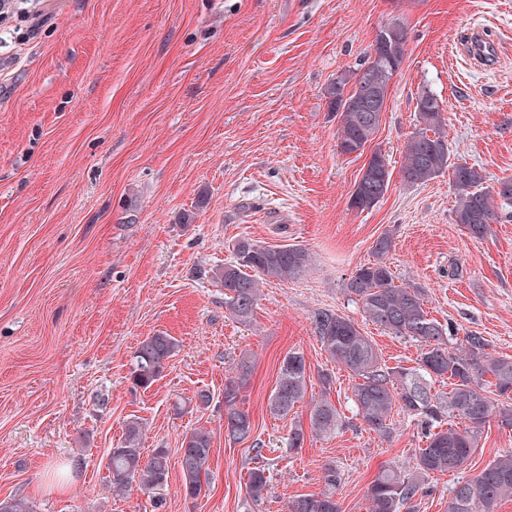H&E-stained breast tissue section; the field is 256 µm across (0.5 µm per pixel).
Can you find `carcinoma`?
I'll return each instance as SVG.
<instances>
[{"label":"carcinoma","mask_w":512,"mask_h":512,"mask_svg":"<svg viewBox=\"0 0 512 512\" xmlns=\"http://www.w3.org/2000/svg\"><path fill=\"white\" fill-rule=\"evenodd\" d=\"M407 29L399 39L382 52V58L368 53L352 73L336 77L328 89L331 106L341 116L338 142L340 152L349 154L359 142L369 140L382 120L376 113L374 122L366 121L359 110L376 87H390L406 52ZM430 105L417 113L418 128L405 146L402 166L404 179L411 184H424L440 174L451 172L456 206L455 223L471 237L481 239L491 225L512 221V179L484 186L479 170L466 163H451L448 141L444 133L442 102L430 93ZM392 172L382 153L372 159L359 181L361 192L351 196V206L367 208L366 199L374 192L385 194ZM393 237H378L372 249L373 260L360 266L345 283L348 294L355 296L364 319L397 337L420 343L417 366L389 367L373 340L364 335L350 318L332 310H319L312 317L315 336L331 361L345 368L357 379L353 387V403L357 416L382 437L392 435L393 412L398 410L419 419L425 431L427 446L420 449L412 471L382 470L367 490L369 512H416L414 499L421 492L425 477L434 473H454L464 469L473 455L486 423L493 417L503 427L512 428V357L487 352L485 338L474 334L464 337L456 348L447 347V331L426 311L424 288L395 283L388 262ZM235 259L212 271V278L224 288V304L235 319L247 323L254 314L263 285L270 280L286 282L302 275L311 264L310 253L296 245H264L240 239L233 249ZM178 350L176 340L158 332L143 340L134 354L132 383L148 388L159 379L165 364ZM239 372L224 384V428L234 441H245L253 435L249 414L237 407L242 390L251 373V360L242 355ZM307 363L299 351L288 352L279 368L275 388L269 397V410L286 416L306 394ZM489 376L492 382L485 383ZM448 380L450 390L432 393L433 381ZM491 389H486V386ZM460 423H454V420ZM448 428H442L443 421ZM340 416L326 398L310 413V430L294 426L288 436V447H302L306 433L326 436L338 429ZM142 423L127 421L121 445L110 449L108 470L111 486L117 491L137 487L152 499L154 510L163 506L164 489L170 467L166 448H155L143 456ZM213 438L209 430L199 427L181 439L179 464L186 495L202 491L208 479ZM270 481L266 469L255 467L248 472V488L253 500L262 499ZM325 490L319 494L300 496L287 505V512H339L336 499L338 473L326 466ZM512 499V455L500 456L488 463L475 479L458 482L448 504V512H497L501 501Z\"/></svg>","instance_id":"cac0c4a2"}]
</instances>
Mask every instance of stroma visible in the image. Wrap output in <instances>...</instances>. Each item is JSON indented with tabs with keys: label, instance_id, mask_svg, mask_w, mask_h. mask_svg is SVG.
Listing matches in <instances>:
<instances>
[{
	"label": "stroma",
	"instance_id": "obj_1",
	"mask_svg": "<svg viewBox=\"0 0 512 512\" xmlns=\"http://www.w3.org/2000/svg\"><path fill=\"white\" fill-rule=\"evenodd\" d=\"M392 22L408 31L406 56L372 142L391 183L359 210L350 196L367 157L340 153L327 91ZM473 28L498 48L489 66L459 44ZM424 87L443 103L451 161L489 186L512 178V0H10L0 16V499L34 512H152L138 489L113 493L107 469L136 417L145 452L170 453L161 512H286L323 491L329 463L341 512H367L378 471L411 467L426 439L399 412L388 438L358 418L354 381L311 319L344 315L388 365L415 366L419 344L365 321L344 288L374 241L392 234L397 283L425 287L450 346L473 333L512 357V221L470 238L454 222L448 174L402 177ZM243 238L313 257L302 277L265 285L247 325L210 275ZM158 332L180 349L152 386L135 387L134 353ZM292 349L310 368L308 390L276 417L268 400ZM245 353L240 406L259 452L224 430V383ZM323 398L340 427L289 449L291 428ZM197 427L211 431L213 453L191 497L179 448ZM509 453L512 430L490 420L463 471L425 479L419 512H448L458 480ZM257 466L270 485L256 507Z\"/></svg>",
	"mask_w": 512,
	"mask_h": 512
}]
</instances>
